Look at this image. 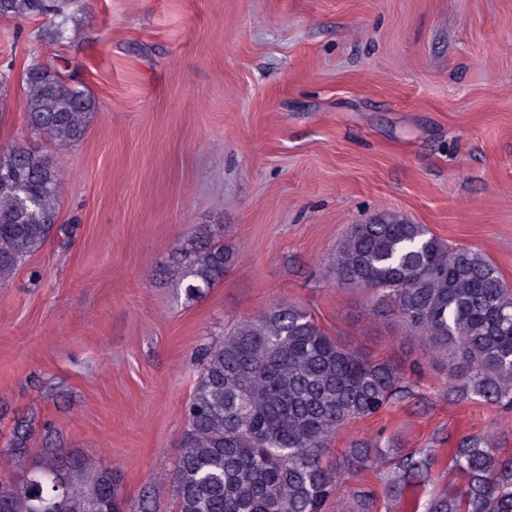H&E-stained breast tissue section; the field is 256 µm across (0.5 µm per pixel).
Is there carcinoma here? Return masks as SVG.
Returning a JSON list of instances; mask_svg holds the SVG:
<instances>
[{"mask_svg": "<svg viewBox=\"0 0 512 512\" xmlns=\"http://www.w3.org/2000/svg\"><path fill=\"white\" fill-rule=\"evenodd\" d=\"M71 0H0V18L50 16L65 38ZM21 82L33 134L68 147L80 142L96 98L62 77L56 65L31 63ZM62 181L50 159L14 147L0 154V284L42 250L58 224ZM179 279L189 303L224 280L233 254L208 232L181 249ZM336 285L372 294L373 311L393 315L426 353L452 362L448 396L479 398L512 409V287L479 251L451 247L424 224L382 213L357 224L336 250ZM410 394L386 358L354 352L295 303L276 304L239 321L205 348L173 487V512H322L364 471L379 473L386 494L401 500L432 480L448 459L458 484L433 497L427 512H512V458H499L481 436L456 447L380 451L359 441L335 465L324 458L336 434ZM48 428L24 420L10 433V460ZM352 512H373L376 497L349 491ZM0 512H131L116 475L87 458L42 460L21 483L0 478Z\"/></svg>", "mask_w": 512, "mask_h": 512, "instance_id": "1", "label": "carcinoma"}]
</instances>
